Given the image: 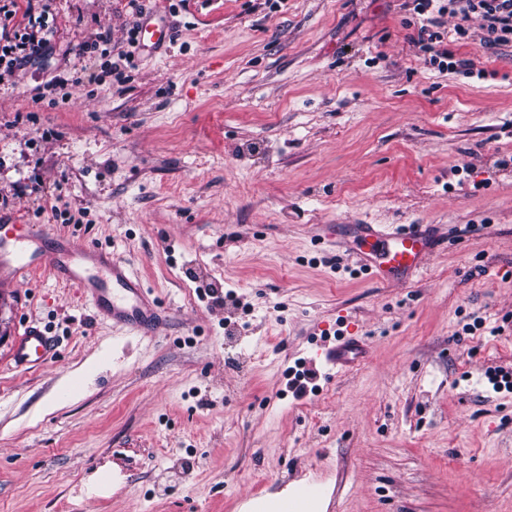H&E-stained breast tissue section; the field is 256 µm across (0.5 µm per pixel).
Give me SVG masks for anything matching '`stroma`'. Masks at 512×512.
I'll use <instances>...</instances> for the list:
<instances>
[{"label":"stroma","instance_id":"35a3bbf8","mask_svg":"<svg viewBox=\"0 0 512 512\" xmlns=\"http://www.w3.org/2000/svg\"><path fill=\"white\" fill-rule=\"evenodd\" d=\"M127 2L53 0L50 53L0 81V223L114 247L167 324L126 339L0 269V512H243L303 478L325 512H512V42L448 33L477 71L441 72L411 0H143L172 41L118 82ZM357 224L421 226L422 272L370 278ZM30 320L58 353L17 370ZM359 340L356 337L337 336L336 345L327 350L325 358L336 366L337 371H347L354 367L361 357Z\"/></svg>","mask_w":512,"mask_h":512}]
</instances>
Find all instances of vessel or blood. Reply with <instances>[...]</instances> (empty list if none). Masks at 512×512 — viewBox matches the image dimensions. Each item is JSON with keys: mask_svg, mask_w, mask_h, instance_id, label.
Returning a JSON list of instances; mask_svg holds the SVG:
<instances>
[{"mask_svg": "<svg viewBox=\"0 0 512 512\" xmlns=\"http://www.w3.org/2000/svg\"><path fill=\"white\" fill-rule=\"evenodd\" d=\"M141 36L144 49L152 51L165 43L168 30L163 21L148 20L142 25ZM428 249L427 236L416 228L361 224L348 253L368 276L388 283L422 269ZM1 259L8 261L19 278L43 268L49 270L55 280L77 289L97 316L129 335H154L165 320L159 300L144 288L132 265L109 247L68 238L53 240L45 224H4L0 226ZM54 351L53 336L31 323L13 349L11 364L17 369H36ZM360 357L358 339L343 335L325 354L327 362L340 371L354 367Z\"/></svg>", "mask_w": 512, "mask_h": 512, "instance_id": "1", "label": "vessel or blood"}]
</instances>
